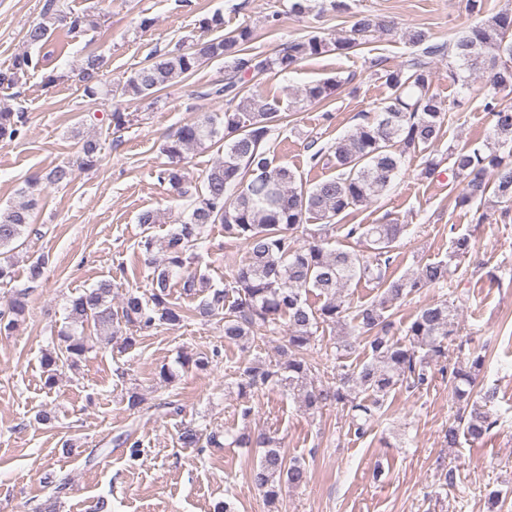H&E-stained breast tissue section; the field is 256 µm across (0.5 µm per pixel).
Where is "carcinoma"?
I'll list each match as a JSON object with an SVG mask.
<instances>
[{"mask_svg":"<svg viewBox=\"0 0 512 512\" xmlns=\"http://www.w3.org/2000/svg\"><path fill=\"white\" fill-rule=\"evenodd\" d=\"M467 8L478 22L451 40L435 43L425 30L409 29L403 33L406 43L414 48L409 59L394 68L386 67L382 57L370 59L369 68L383 74L391 94L353 134L330 146L338 174L312 184L271 158L268 136L284 115L280 100L257 89L254 81L268 71H293L302 61L329 52L355 51L366 44L371 33L392 30L386 21L360 14L346 36L297 37L265 57L248 55L254 31L248 25L240 26L215 38L198 40L177 54H157L124 77L117 90L137 99L189 77L207 62L222 59L224 79L203 96L224 99V111L200 114L162 144L170 165L161 169L157 178L187 201L189 215L178 220L166 237L146 235L141 240L144 264L150 270L149 294L128 291L119 309L114 310L112 281L102 280L96 287L71 296L66 306L70 330L60 333V342L43 353L45 386L53 388L59 371L78 366L88 352L89 337L77 329L89 323L111 331L113 336L120 325H125L129 333L123 337V345L129 348L136 344L137 334L158 323L179 324L190 315L218 317L224 322V342L228 344H245L281 330L286 333L282 361L274 365L256 361L242 370L238 382L241 395L254 389L283 387L307 411L340 405L348 409L354 433L361 437L391 392L427 384L436 369L448 374L451 395L464 411L458 422L448 425L444 435L448 448H459L464 442L481 443L490 437L499 424L488 409L496 391L488 388L473 399L485 356L476 348L462 362L451 361L449 355L448 339L458 333L457 307L446 300L422 307L403 325V341L394 339L393 322L386 315L392 302L447 282L454 274L452 263L472 252L470 238H452L448 260L426 263L410 276L394 278L388 269L395 261L392 251L404 225H338L341 215L391 187L407 150L425 151L442 137L446 108L429 93L432 63L437 57L455 59L448 64V78L454 83L465 73L487 76L489 92L484 108L493 118L492 147L451 153L452 173L462 183L456 205L485 204L492 197L498 203L512 202V105L497 98L498 92L512 89V8L506 6L489 14L484 0H467ZM314 9L339 16L350 13L351 4L349 0H291L289 12L302 16ZM59 21L56 0H46L42 19L27 29L25 42L30 46L44 44ZM38 65L30 54H17L11 75L17 78ZM106 67L108 61L102 55L92 52L85 58L79 80L88 96L98 95ZM353 80L349 75L309 84L294 93V103L321 106ZM26 124L23 110L7 103L0 105L1 140L24 136ZM214 147L223 156L206 172L202 187L191 190L180 167L184 154ZM98 151V140H85L80 166H95ZM72 174L71 166L58 165L45 177L25 183L20 189L23 202L0 210V281L14 278L9 252L21 246L20 240L32 224V210L46 185H66ZM209 224L224 225V235L246 249L244 263L222 288L211 287L207 278L189 266ZM339 227L346 230L345 237L366 242L371 254L325 248L324 243ZM175 273L181 275L183 294L201 296L194 308L184 309L169 301ZM362 279L375 283L380 294L353 311L342 291ZM30 291L29 286L16 291L8 309L0 310V334L11 335L24 321ZM311 293L324 302L318 307L309 304ZM349 319L366 340L369 360L339 373L336 385H325L319 379V363L309 358L310 350L318 341L317 332L329 327L341 330L336 358L351 354L356 346L346 335ZM179 440L189 448L199 447L203 440L210 448H222L226 435L220 431L205 435L189 425ZM234 442L264 448L251 481L269 503L278 499L282 482L292 487L308 483L307 468L297 460H287L272 436L242 432Z\"/></svg>","mask_w":512,"mask_h":512,"instance_id":"cac0c4a2","label":"carcinoma"}]
</instances>
